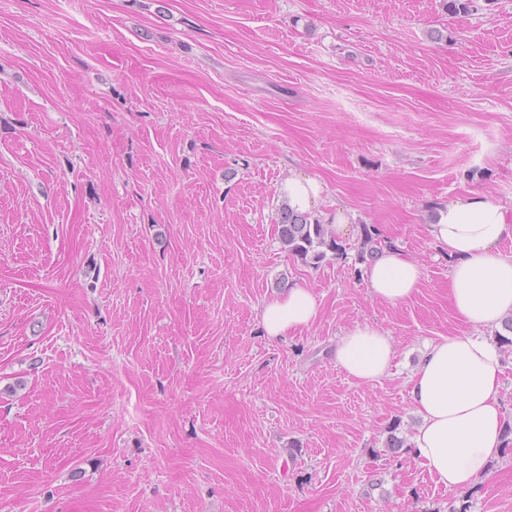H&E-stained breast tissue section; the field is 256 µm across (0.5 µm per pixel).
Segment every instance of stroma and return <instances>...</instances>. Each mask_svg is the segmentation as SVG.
<instances>
[{
  "label": "stroma",
  "instance_id": "obj_1",
  "mask_svg": "<svg viewBox=\"0 0 512 512\" xmlns=\"http://www.w3.org/2000/svg\"><path fill=\"white\" fill-rule=\"evenodd\" d=\"M296 173L353 215L317 267L277 236ZM471 191L512 209V0H0V512H512V447L460 491L390 444L469 331L428 226ZM296 283L317 318L267 338ZM364 323L371 384L332 357ZM362 278L375 298L396 305L418 291L422 272L417 263L388 245L381 248L373 264L362 269ZM396 351V343L388 332L365 323L355 325L339 337L333 356L336 365L349 377L373 383L390 375Z\"/></svg>",
  "mask_w": 512,
  "mask_h": 512
}]
</instances>
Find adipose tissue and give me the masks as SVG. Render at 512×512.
Segmentation results:
<instances>
[{"instance_id": "1", "label": "adipose tissue", "mask_w": 512, "mask_h": 512, "mask_svg": "<svg viewBox=\"0 0 512 512\" xmlns=\"http://www.w3.org/2000/svg\"><path fill=\"white\" fill-rule=\"evenodd\" d=\"M281 193L294 209L333 225L337 236L349 234V212L320 211L323 185L317 178L304 174L288 178ZM429 230L448 260V298L457 318L471 331L428 343L409 376V398L419 422L408 448L436 484L467 490L512 446L499 398L501 346L489 335L512 317V254L500 248L502 242L512 240V210L471 192L438 208ZM362 277L375 298L395 305L417 292L422 272L417 263L388 245L363 268ZM318 311L312 291L297 285L261 306L260 324L266 336L278 338L287 330L309 326ZM333 356L349 377L372 383L389 375L396 343L381 328L358 324L339 337Z\"/></svg>"}]
</instances>
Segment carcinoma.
I'll return each mask as SVG.
<instances>
[{
  "instance_id": "1",
  "label": "carcinoma",
  "mask_w": 512,
  "mask_h": 512,
  "mask_svg": "<svg viewBox=\"0 0 512 512\" xmlns=\"http://www.w3.org/2000/svg\"><path fill=\"white\" fill-rule=\"evenodd\" d=\"M278 239L288 253L299 258L307 265L315 267L326 258L327 252L336 255L344 250L339 244L336 232L329 224L319 219L311 218L291 209L287 203H282L276 213ZM381 246L377 230L363 226L361 231L359 259L362 262L374 258Z\"/></svg>"
}]
</instances>
